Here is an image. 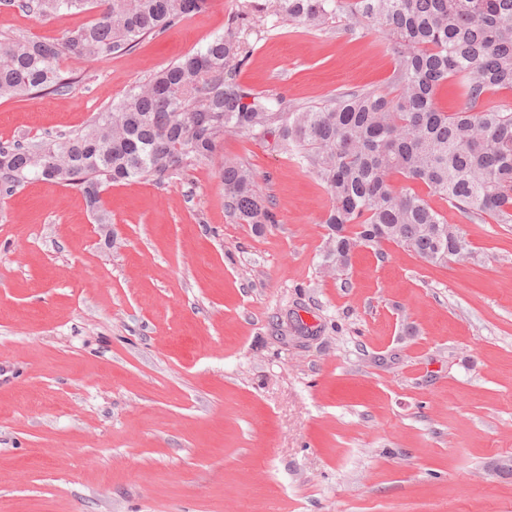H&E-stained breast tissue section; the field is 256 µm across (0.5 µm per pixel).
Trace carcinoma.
<instances>
[{
  "instance_id": "cac0c4a2",
  "label": "carcinoma",
  "mask_w": 512,
  "mask_h": 512,
  "mask_svg": "<svg viewBox=\"0 0 512 512\" xmlns=\"http://www.w3.org/2000/svg\"><path fill=\"white\" fill-rule=\"evenodd\" d=\"M206 0H13L37 19L66 10L93 18L59 41L19 36L0 43V98L64 95L71 80L57 60L96 61L131 50L201 11ZM330 30L348 21L357 37L379 26L393 44L391 90H347L318 107H301L242 87L236 66L249 55L241 26L227 29L98 112L62 142H0V194L30 181L79 188L89 206L112 183H162L203 159L224 135L274 137L328 188L333 206L323 270L335 275L362 246L392 243L430 262L472 257L464 234L401 178L464 214L512 224V108H483L485 97L512 90V0H264L243 5ZM456 78L466 100L438 107ZM224 206L261 230L275 215L245 164H219Z\"/></svg>"
}]
</instances>
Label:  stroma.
<instances>
[{
  "label": "stroma",
  "mask_w": 512,
  "mask_h": 512,
  "mask_svg": "<svg viewBox=\"0 0 512 512\" xmlns=\"http://www.w3.org/2000/svg\"><path fill=\"white\" fill-rule=\"evenodd\" d=\"M242 2L62 58L69 93L0 99V141L83 128ZM90 18L0 0V40ZM344 28L254 14L235 78L299 106L386 89L389 40ZM218 154L253 170L275 223L231 215L213 161L109 186L107 224L73 187L0 195V512H512V475L490 470L512 457V224L432 195L472 259L388 243L328 276L325 185L269 140Z\"/></svg>",
  "instance_id": "obj_1"
}]
</instances>
